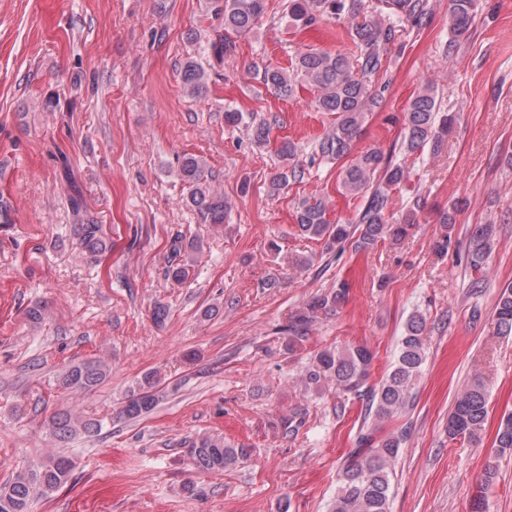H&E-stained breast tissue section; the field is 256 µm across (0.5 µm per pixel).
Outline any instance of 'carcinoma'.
I'll return each mask as SVG.
<instances>
[{
    "label": "carcinoma",
    "instance_id": "carcinoma-1",
    "mask_svg": "<svg viewBox=\"0 0 512 512\" xmlns=\"http://www.w3.org/2000/svg\"><path fill=\"white\" fill-rule=\"evenodd\" d=\"M452 37L446 52L458 48L459 41L469 32L475 19V0H451ZM266 0H215L214 12L224 19V29L239 36L253 30L265 13ZM430 13L429 0H376L366 7L363 0H288V14L296 27L311 26L324 16L341 20L348 16L351 37L358 55L350 60L341 54L306 51L295 55L291 70L267 68L262 82L282 97H289L294 83L303 81L317 92L316 105L322 112L336 113V123L320 138L315 151L328 160L348 157L363 122L378 109L386 98L388 85L378 84L375 77L382 70L388 45L395 39L397 24L407 21L421 27ZM184 88L192 95L207 89L208 74L194 61L184 64ZM456 114L442 112L436 89L428 84L410 100L406 110L404 135L399 153L407 156L421 152L428 145L437 147L453 126ZM249 134L258 148L270 143L271 127L265 121L249 126ZM297 147L282 141L276 148L280 167L270 181V189L278 192L296 179V167L290 164ZM181 176L188 185V201L206 224L224 223L231 203L224 193L214 190L204 180V161L195 155L183 158ZM340 183L352 196L366 198L365 205L354 224H333L327 217L326 201L308 197L299 204L296 228L300 234L324 241L327 252H340L349 245L354 250L368 252L388 241H402L413 227V212L421 207V197L415 196L411 208L399 222L387 216L390 192L403 184L408 172L403 164L376 150L364 151L342 166ZM444 231L435 249L448 251L454 228L453 216L441 217ZM74 232L85 252L101 255L111 248L101 224H76ZM492 249V227L477 224L467 245V263L477 278L471 287L480 288V278ZM351 285L340 281L335 288L313 298L306 311L288 324L289 346L303 341L311 331L317 314L338 308L346 302ZM497 334L512 335V286L502 290L494 314ZM426 318L415 312L407 319L391 370L376 386L367 382L371 376L374 354L364 345L336 346L314 354L300 381L307 389L332 387L336 391L365 397L368 406L359 432L357 448L349 454L339 478L331 512H390L392 464L400 454L404 432H384L383 424L405 412L413 405L411 391L422 374L426 362ZM109 366L101 359L71 366L60 384L70 392H86L102 384ZM158 382L147 374L140 388L120 410L129 420L151 412L159 401ZM488 416V391L482 376L476 375L457 395L448 417V437H459L479 443ZM49 430L61 442L77 435L93 436L101 423L87 419L71 409L55 413ZM494 447L502 453L512 450V413L503 416L498 424ZM187 454L200 472H222L235 465L243 451L224 445L220 436H201L187 444ZM73 461L64 455H50L32 463L11 480L0 484V512H30L38 498L49 497L67 482Z\"/></svg>",
    "mask_w": 512,
    "mask_h": 512
}]
</instances>
